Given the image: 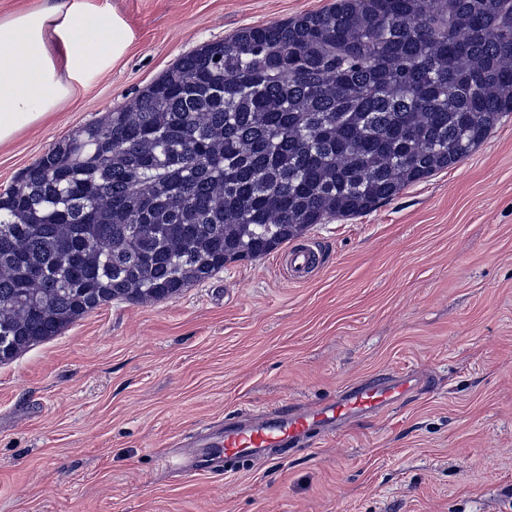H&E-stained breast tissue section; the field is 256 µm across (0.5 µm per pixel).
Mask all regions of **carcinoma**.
Returning <instances> with one entry per match:
<instances>
[{
  "label": "carcinoma",
  "instance_id": "1",
  "mask_svg": "<svg viewBox=\"0 0 512 512\" xmlns=\"http://www.w3.org/2000/svg\"><path fill=\"white\" fill-rule=\"evenodd\" d=\"M512 112V0H334L179 58L0 195V364L354 217Z\"/></svg>",
  "mask_w": 512,
  "mask_h": 512
}]
</instances>
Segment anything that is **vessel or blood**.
Wrapping results in <instances>:
<instances>
[{
  "label": "vessel or blood",
  "mask_w": 512,
  "mask_h": 512,
  "mask_svg": "<svg viewBox=\"0 0 512 512\" xmlns=\"http://www.w3.org/2000/svg\"><path fill=\"white\" fill-rule=\"evenodd\" d=\"M282 260L290 278L296 281L306 279L316 265L315 252L306 244L286 249ZM420 384V379L410 373L382 377L348 385L335 397L309 406L249 413L213 435L192 438L180 446L179 453L188 459L205 446L218 449L227 467L256 464L279 449L308 447L316 435L336 433L353 418L384 413L416 392Z\"/></svg>",
  "instance_id": "b4317fda"
}]
</instances>
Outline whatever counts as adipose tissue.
I'll return each mask as SVG.
<instances>
[{
	"label": "adipose tissue",
	"instance_id": "1",
	"mask_svg": "<svg viewBox=\"0 0 512 512\" xmlns=\"http://www.w3.org/2000/svg\"><path fill=\"white\" fill-rule=\"evenodd\" d=\"M126 44L123 24L86 0L0 19V145L54 113L72 81L104 68Z\"/></svg>",
	"mask_w": 512,
	"mask_h": 512
}]
</instances>
